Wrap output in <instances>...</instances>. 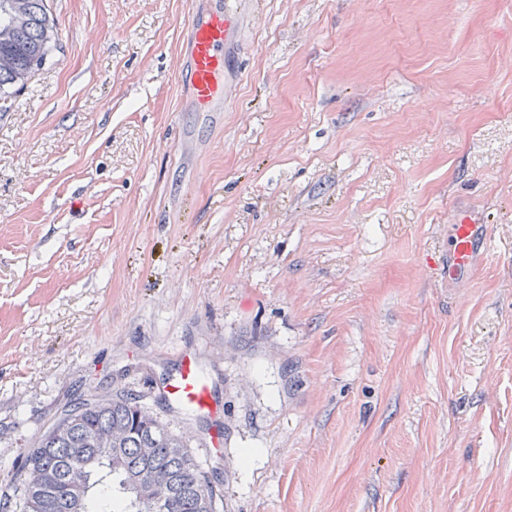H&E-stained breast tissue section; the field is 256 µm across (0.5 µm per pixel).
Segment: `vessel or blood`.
<instances>
[{"mask_svg":"<svg viewBox=\"0 0 512 512\" xmlns=\"http://www.w3.org/2000/svg\"><path fill=\"white\" fill-rule=\"evenodd\" d=\"M239 22L233 5L213 12L206 18L191 17L189 52L192 61L191 82L197 100L205 106L224 102V47L232 28ZM491 241V228L473 223L467 216L456 215L448 239V276L457 280L472 271L476 255ZM170 398L189 412L208 410L210 388L193 358L183 360L178 376L170 385Z\"/></svg>","mask_w":512,"mask_h":512,"instance_id":"1","label":"vessel or blood"}]
</instances>
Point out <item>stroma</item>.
<instances>
[{
  "label": "stroma",
  "instance_id": "obj_1",
  "mask_svg": "<svg viewBox=\"0 0 512 512\" xmlns=\"http://www.w3.org/2000/svg\"><path fill=\"white\" fill-rule=\"evenodd\" d=\"M214 2L47 0L0 102V496L128 393L217 512H512V0H242L206 112L182 46ZM460 210L497 232L454 285ZM185 352L203 414L162 396Z\"/></svg>",
  "mask_w": 512,
  "mask_h": 512
}]
</instances>
